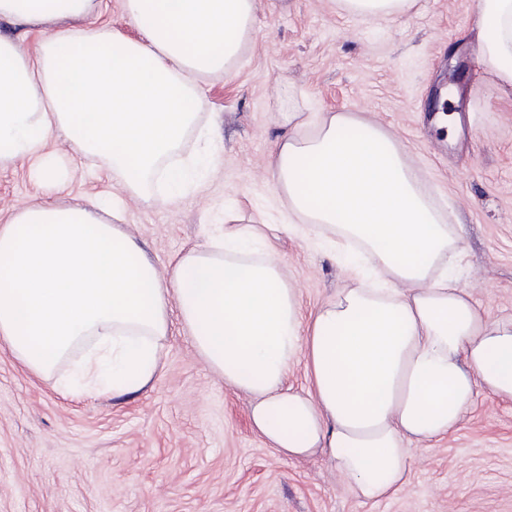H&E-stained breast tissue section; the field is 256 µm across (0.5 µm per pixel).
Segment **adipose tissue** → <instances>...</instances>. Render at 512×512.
I'll use <instances>...</instances> for the list:
<instances>
[{"label":"adipose tissue","mask_w":512,"mask_h":512,"mask_svg":"<svg viewBox=\"0 0 512 512\" xmlns=\"http://www.w3.org/2000/svg\"><path fill=\"white\" fill-rule=\"evenodd\" d=\"M142 37L91 31L95 0H0V19L38 25L35 57L0 37V166L28 161L63 180L46 145L60 133L104 156L126 194L197 118L195 77L231 75L257 0H124ZM484 62L512 88V0H481ZM267 172L334 247L358 245L375 280L340 289L310 318L271 235L238 224L159 272L120 225L76 197L36 202L0 222V346L38 377L77 347L80 393L139 392L159 370L177 309L198 355L251 397L253 430L281 455L328 457L348 489L389 498L407 482L408 442L455 431L480 392L512 401V316L484 314L448 269L461 236L444 224L396 139L372 121L325 113L282 137ZM305 361L309 388L286 383Z\"/></svg>","instance_id":"adipose-tissue-1"}]
</instances>
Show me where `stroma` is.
Masks as SVG:
<instances>
[{"label": "stroma", "instance_id": "stroma-1", "mask_svg": "<svg viewBox=\"0 0 512 512\" xmlns=\"http://www.w3.org/2000/svg\"><path fill=\"white\" fill-rule=\"evenodd\" d=\"M479 0H415L376 19L337 0H258L232 77H201L199 118L180 151L193 187L173 203L129 198L121 222L166 268L225 224H275L303 311L350 281L323 235L295 232L265 169L284 116L315 127L321 113L372 118L393 135L445 223L461 228L454 277L493 318L512 315V90L480 56ZM464 76L436 96L448 63ZM70 174L37 181L0 167V212L80 193L106 206L120 188L104 157L50 143ZM162 342L165 365L143 391L73 398L68 377L31 375L0 348V512H512V402L480 393L459 428L412 443L408 480L393 497L352 494L322 456L288 459L257 435L249 397L196 353L178 314Z\"/></svg>", "mask_w": 512, "mask_h": 512}]
</instances>
